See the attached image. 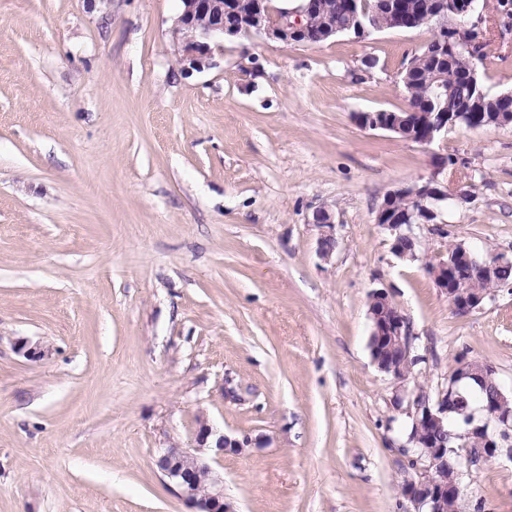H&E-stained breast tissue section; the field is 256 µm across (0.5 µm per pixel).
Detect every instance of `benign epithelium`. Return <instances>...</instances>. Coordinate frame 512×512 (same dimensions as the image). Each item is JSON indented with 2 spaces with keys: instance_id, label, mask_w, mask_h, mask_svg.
I'll list each match as a JSON object with an SVG mask.
<instances>
[{
  "instance_id": "1",
  "label": "benign epithelium",
  "mask_w": 512,
  "mask_h": 512,
  "mask_svg": "<svg viewBox=\"0 0 512 512\" xmlns=\"http://www.w3.org/2000/svg\"><path fill=\"white\" fill-rule=\"evenodd\" d=\"M481 0H440L432 5L428 18L433 29L432 38L453 53L458 49L474 51L484 32L483 14L478 12ZM182 11L177 17L173 36L181 47L180 62L200 68L203 59L211 53V45L224 41V37L238 35H263L268 39L291 43L298 40L301 32L312 21L313 0L307 6L293 10H281L271 0H182ZM357 0H347L345 12L348 22L344 30L348 34L362 37L368 34L366 12H357ZM488 100L481 91L468 100L463 111L434 112L427 122L419 127L418 141L429 145L435 139L448 134L458 124L468 120L477 121ZM358 125L369 130L402 132L405 119L380 110L355 113ZM456 166L446 156L434 158V172L427 179H418L390 191L380 204L376 223L391 236V250L400 259H414L415 251L408 243L415 240L413 226L442 223L443 213L430 204L462 199L466 194L448 186V181L439 179L448 167ZM401 197L412 199L418 210L408 212L399 208ZM313 224L319 230L318 254L327 261L336 248L335 217L331 210L320 207L313 213ZM512 258L500 254L492 258L479 256L472 248H465L453 261L439 258L435 265V284L448 296V302L456 311L470 312L480 308L483 297L472 296L459 286L457 266L466 268L470 275L490 277L498 265ZM369 319L371 333L369 348L377 368L398 382L393 397L394 406L413 420L414 427L426 430L425 438L411 437L407 448L410 460L418 468L416 477L408 479L401 488L404 498L413 506L414 512H440L444 500L456 501L461 494L463 478L471 468L482 460L502 453L496 445L490 426L512 423V415L500 413L496 404L502 402L509 390L499 385L487 394L482 406V418L469 430V435L482 441L479 448H443L437 437L448 430V412L464 409L467 404L462 390L476 388L482 371L488 364L477 359L463 357L453 372L454 381L440 391L436 400L421 396V390L408 389L403 385L411 371H397L381 363L378 357L382 346H399L405 354H411V334L406 318L393 303L384 288L372 290L369 296ZM249 441H239L215 429L205 417L197 420L195 446L158 452L155 465L160 473L172 482L181 495L192 504L195 512H230L224 502V476L214 470L209 460L224 456L229 451L242 452Z\"/></svg>"
}]
</instances>
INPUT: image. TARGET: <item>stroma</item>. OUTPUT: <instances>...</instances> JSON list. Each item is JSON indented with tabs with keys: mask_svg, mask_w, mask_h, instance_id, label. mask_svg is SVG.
<instances>
[{
	"mask_svg": "<svg viewBox=\"0 0 512 512\" xmlns=\"http://www.w3.org/2000/svg\"><path fill=\"white\" fill-rule=\"evenodd\" d=\"M180 11L0 0V512H192L154 459L202 414L249 442L217 466L231 512H409L408 418L368 297L387 289L409 322L430 393L463 354L512 386V289L460 314L424 269L457 241L512 256V127L426 146L358 126L405 108L428 28L228 38L187 71ZM486 40L482 81L510 91L512 49ZM438 155L468 197L401 260L376 212ZM480 502L512 512V458L474 467L462 512ZM319 230L318 254L321 259L327 261L331 258L336 248L335 217L331 210L319 207L313 213V222Z\"/></svg>",
	"mask_w": 512,
	"mask_h": 512,
	"instance_id": "1",
	"label": "stroma"
}]
</instances>
